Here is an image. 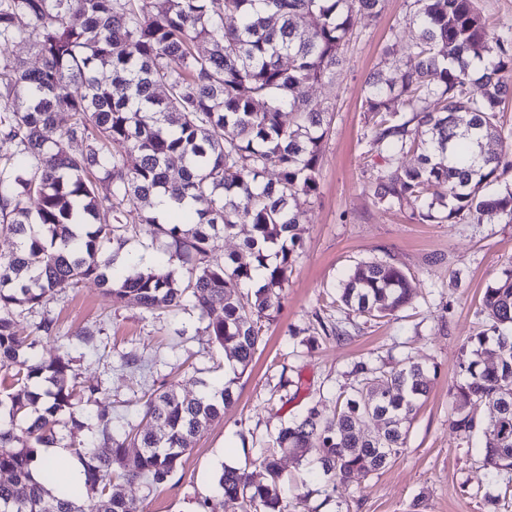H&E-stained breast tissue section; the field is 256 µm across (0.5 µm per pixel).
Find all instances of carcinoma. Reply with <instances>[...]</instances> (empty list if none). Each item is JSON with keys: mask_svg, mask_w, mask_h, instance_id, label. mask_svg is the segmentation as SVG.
<instances>
[{"mask_svg": "<svg viewBox=\"0 0 512 512\" xmlns=\"http://www.w3.org/2000/svg\"><path fill=\"white\" fill-rule=\"evenodd\" d=\"M384 0H0V44L25 42L41 58L29 68L0 60V232L17 247L0 255V372L13 380L0 393V512H143L112 491L113 481L168 482L193 440L236 403L233 381L200 380L187 397L179 385L151 392L142 416L155 432L125 428L97 404L98 389L77 391L72 359L23 357L36 339L15 331L14 310L43 307L59 292L92 279L116 305L159 317L191 308L208 319L219 348L231 347L240 372L262 342L261 321L280 291L299 246L303 201L318 190L329 107L298 95L336 75L359 16L376 18ZM24 16L28 26L17 20ZM239 19L227 28L224 17ZM415 34L406 50L388 48L383 70L368 81V144L384 165L375 178L379 204L412 207L420 221L512 223V153L486 149L512 137L500 105L512 93V35L492 34L477 0H411ZM211 45L203 56L195 47ZM107 71L110 78L99 77ZM478 93L470 96L471 88ZM294 116L285 123L283 115ZM84 149L70 154L63 141ZM418 153L413 167L402 156ZM181 172L177 181L169 170ZM275 169V181L264 174ZM498 189L485 192L489 185ZM189 198L191 223H163L154 196ZM111 213L97 222L99 211ZM248 227L243 250L211 263L219 237ZM177 261L172 270H140L125 255L130 238ZM252 291L242 292L244 288ZM339 301L368 321L394 315L410 284L397 265H358L337 288ZM217 318H212L214 312ZM488 328L457 362L452 427L483 436L484 462L512 482V261L485 289ZM362 378L336 394V411L320 403L281 425L260 457L216 476L227 512H290L280 483L281 456L314 458L324 483L358 482L386 468L406 447L428 391L417 362L383 370L361 364ZM492 407L485 420L481 405ZM366 418L379 422L373 435ZM69 426L63 442L59 426ZM90 428L91 439L78 434ZM66 448L82 465L85 493L61 498L32 468L49 448ZM138 452L130 457L126 448ZM486 512H508L506 496L487 492Z\"/></svg>", "mask_w": 512, "mask_h": 512, "instance_id": "1", "label": "carcinoma"}]
</instances>
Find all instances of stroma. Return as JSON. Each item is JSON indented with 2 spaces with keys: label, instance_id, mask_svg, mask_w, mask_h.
Here are the masks:
<instances>
[{
  "label": "stroma",
  "instance_id": "obj_1",
  "mask_svg": "<svg viewBox=\"0 0 512 512\" xmlns=\"http://www.w3.org/2000/svg\"><path fill=\"white\" fill-rule=\"evenodd\" d=\"M408 0H386L377 20L358 18L359 36L343 50L333 80L300 88L303 98L334 111L320 154L318 191L296 227L298 249L281 306L263 321L262 345L247 372L235 379L239 399L223 421L194 440L177 474L153 488L119 483L144 512H226L215 485L222 465L256 454L284 421L321 402L333 413L339 388L354 384L365 362L395 366L405 358L429 370L428 393L409 429L407 446L388 467L357 486H326L309 465L280 461L292 512H481L476 491H497L481 449L468 447L450 424L457 361L484 326V289L512 261V223L430 224L409 207L378 205L374 176L380 167L365 134L367 82L385 49L409 38ZM388 261L411 283V300L396 316L371 323L346 318L336 288L357 264ZM54 331L38 336L33 358L69 352L81 385L98 387L100 406L140 425L136 403L144 392L171 381L197 393L198 379L219 386L233 379L225 351L208 336L198 313L179 310L155 319L134 305L120 306L91 281L66 289L47 307L17 311L15 327L37 335L42 319ZM346 321L342 337L325 327ZM94 333L92 346L78 338Z\"/></svg>",
  "mask_w": 512,
  "mask_h": 512
}]
</instances>
